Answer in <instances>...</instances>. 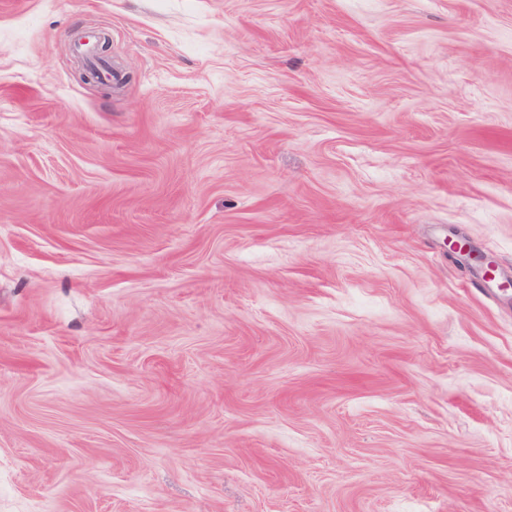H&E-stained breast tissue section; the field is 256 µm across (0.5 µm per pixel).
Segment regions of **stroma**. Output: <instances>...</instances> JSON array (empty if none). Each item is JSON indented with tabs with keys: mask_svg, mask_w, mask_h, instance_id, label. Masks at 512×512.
Listing matches in <instances>:
<instances>
[{
	"mask_svg": "<svg viewBox=\"0 0 512 512\" xmlns=\"http://www.w3.org/2000/svg\"><path fill=\"white\" fill-rule=\"evenodd\" d=\"M511 278L512 0H0V512H512Z\"/></svg>",
	"mask_w": 512,
	"mask_h": 512,
	"instance_id": "1",
	"label": "stroma"
}]
</instances>
